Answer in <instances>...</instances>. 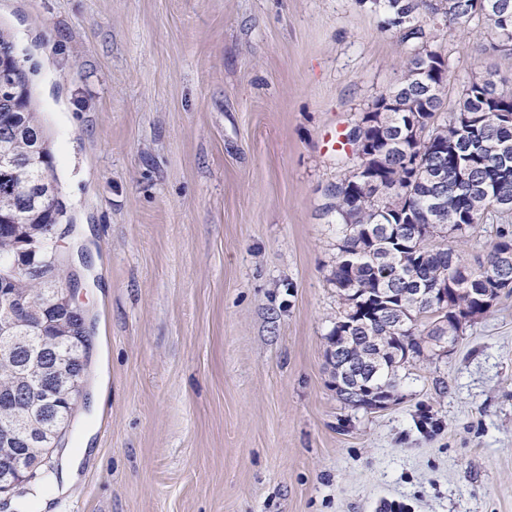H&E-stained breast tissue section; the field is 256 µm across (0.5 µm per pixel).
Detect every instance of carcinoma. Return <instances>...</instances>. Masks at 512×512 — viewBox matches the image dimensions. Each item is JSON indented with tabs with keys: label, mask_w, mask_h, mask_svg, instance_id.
Masks as SVG:
<instances>
[{
	"label": "carcinoma",
	"mask_w": 512,
	"mask_h": 512,
	"mask_svg": "<svg viewBox=\"0 0 512 512\" xmlns=\"http://www.w3.org/2000/svg\"><path fill=\"white\" fill-rule=\"evenodd\" d=\"M382 2L383 28L398 31L408 45L401 81L379 95L370 109H385L382 123L367 131L379 159L366 157L356 130L343 132L358 164L380 165L387 193L357 180L356 171L336 182L328 193L326 213L343 226L336 245V263L329 281L336 288L340 311L327 334L328 346L349 348L348 354L366 372L367 384L397 392L403 366L392 352L406 345L417 360L429 351L427 336L448 326L455 338L464 327L493 307L501 294L512 292V87L488 73L471 80L445 112L447 62L433 44L432 30L466 28L483 21L487 45L512 60V0H372ZM0 143L24 161L0 167V210L12 223L0 227V260L26 262L22 237L41 238L39 255L54 265L53 249L60 208L51 178L53 152L32 100L28 73L15 54L13 35L0 28ZM496 221L494 239L484 260L473 267L448 240L475 236L488 220ZM448 289V310L436 314L427 289ZM9 293L26 304L17 323L42 320L31 342L0 355V427L16 420H36L44 395L38 382L48 363L65 366L79 376L88 335L77 329L76 314L61 305L46 283L18 272L7 283ZM377 361H369L371 353ZM27 386L30 399L8 397ZM78 393L70 383L51 397L56 426L65 428L75 413Z\"/></svg>",
	"instance_id": "obj_1"
}]
</instances>
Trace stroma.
<instances>
[{
	"instance_id": "obj_1",
	"label": "stroma",
	"mask_w": 512,
	"mask_h": 512,
	"mask_svg": "<svg viewBox=\"0 0 512 512\" xmlns=\"http://www.w3.org/2000/svg\"><path fill=\"white\" fill-rule=\"evenodd\" d=\"M366 0H0L52 143L88 375L0 512H512V295L395 400L336 395L332 150L399 75ZM456 99L512 64L440 28ZM78 475L55 493L82 444Z\"/></svg>"
}]
</instances>
